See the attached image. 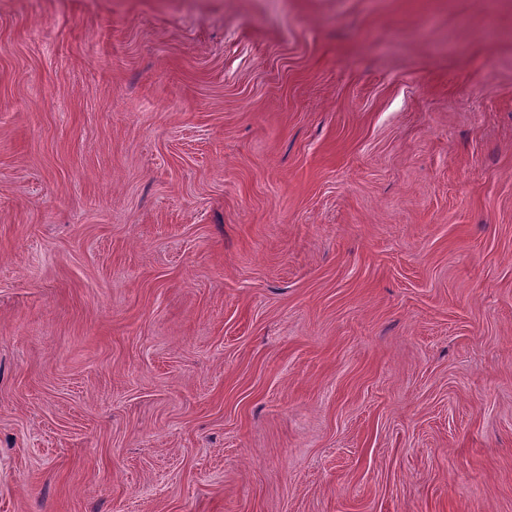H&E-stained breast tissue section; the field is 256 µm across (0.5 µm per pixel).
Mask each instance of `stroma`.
<instances>
[{"instance_id":"1","label":"stroma","mask_w":512,"mask_h":512,"mask_svg":"<svg viewBox=\"0 0 512 512\" xmlns=\"http://www.w3.org/2000/svg\"><path fill=\"white\" fill-rule=\"evenodd\" d=\"M0 512H512V0H0Z\"/></svg>"}]
</instances>
